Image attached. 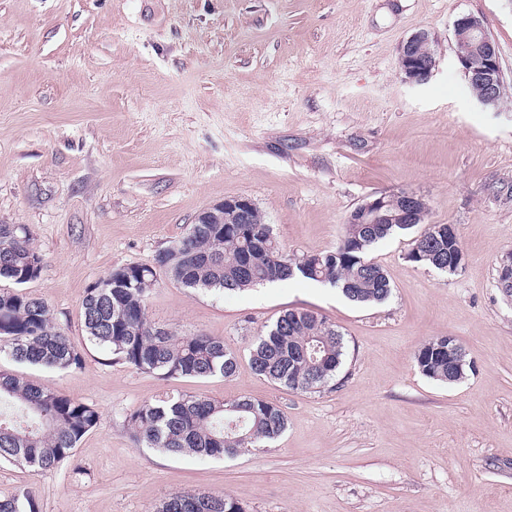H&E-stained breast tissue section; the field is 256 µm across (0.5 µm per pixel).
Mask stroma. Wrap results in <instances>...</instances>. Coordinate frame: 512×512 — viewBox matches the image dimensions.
Returning <instances> with one entry per match:
<instances>
[{
	"mask_svg": "<svg viewBox=\"0 0 512 512\" xmlns=\"http://www.w3.org/2000/svg\"><path fill=\"white\" fill-rule=\"evenodd\" d=\"M483 19L504 81L481 105L453 23ZM427 31L432 77L405 83L398 46ZM412 191L455 225L453 274L407 255L417 229L376 244L391 297L361 305L305 279L215 294L158 276L148 318L223 339L231 377L162 379L113 362L81 321L87 288L152 263L204 209L252 199L288 253L335 249L367 197ZM0 224H23L43 299L83 357L65 371L0 366L92 405L99 422L49 476L0 464V491L41 512H155L176 492H224L246 512H512V0H0ZM343 334L335 386L258 376L256 336L286 310ZM452 336L471 371L425 377L415 353ZM277 404L275 441L224 458L134 441L127 415L166 395Z\"/></svg>",
	"mask_w": 512,
	"mask_h": 512,
	"instance_id": "1",
	"label": "stroma"
}]
</instances>
